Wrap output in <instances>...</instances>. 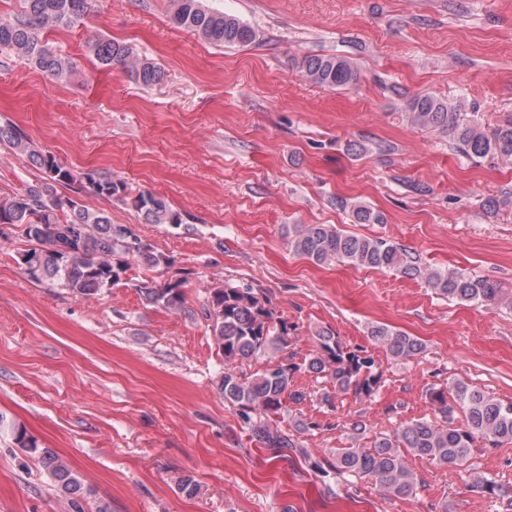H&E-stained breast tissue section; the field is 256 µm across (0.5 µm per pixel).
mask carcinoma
I'll list each match as a JSON object with an SVG mask.
<instances>
[{"label": "carcinoma", "mask_w": 512, "mask_h": 512, "mask_svg": "<svg viewBox=\"0 0 512 512\" xmlns=\"http://www.w3.org/2000/svg\"><path fill=\"white\" fill-rule=\"evenodd\" d=\"M92 0H19V10L0 16V48L62 82L74 68V61L50 43L53 29L72 28L87 17ZM172 20L204 41L222 47L246 46L256 40L255 30L242 20L203 5L202 0H172ZM97 62L130 73L141 85L152 86L162 78L153 61L135 54L129 45L99 36L91 44ZM303 75L312 83L344 89L358 82L356 62L342 55H306L301 58ZM414 128L448 137L456 152L479 161L485 158L512 163V119L491 130L475 123L462 105L423 93L406 101L401 112ZM0 145L27 158L43 171L45 182L28 186L15 194L0 196V224H18L30 241L40 248L42 265L26 274L37 281L59 285L75 297H88L122 281L129 260L155 268L169 260L139 243L134 250L125 248L126 229L112 223L102 209H90L73 199L61 200L54 185H79V190L107 200H121L126 185L112 176L88 171L76 174L41 151L26 135L11 124H0ZM132 205L147 224L181 225L182 219L167 200L146 191L132 199ZM336 207L354 224H381L383 215L365 201L336 198ZM288 247L296 254L320 264L336 259L355 267L387 269L409 279H420L440 296L461 302L488 305L503 302L501 286L488 278L461 271L425 266L420 259L382 238L357 236L332 224L288 225ZM184 281L164 285L143 284L140 292L153 305L178 312L184 308ZM214 343L224 354L221 390L224 401L237 407L242 420L265 447L283 451L299 447L292 435L271 424L283 414L286 403L299 404L306 394L292 388L295 373L305 371L330 379L338 394L352 395L365 402L373 398L381 384L382 372L373 354L362 346H348L327 328L315 331L316 352L300 363L280 362L277 368L258 370L250 375L238 364L252 359L273 360L288 350L294 325L275 316L266 297L250 287L226 282L209 290L203 305ZM371 339L399 360L419 357L423 343L384 325L371 327ZM427 396L434 417L401 422L393 433L373 438L366 448H338L331 460H311V466L338 477H368L390 495L406 498L417 490L418 477L409 467L406 455L427 458L440 464L458 465L467 461L479 440L498 447L512 443V402H504L456 378L433 385ZM463 421H456V411ZM20 447L36 455L56 488L66 496L73 512H84L82 502L87 489L77 471L63 461L52 448H41L26 431L14 429ZM472 491L501 497L503 487L493 478L476 475Z\"/></svg>", "instance_id": "carcinoma-1"}]
</instances>
